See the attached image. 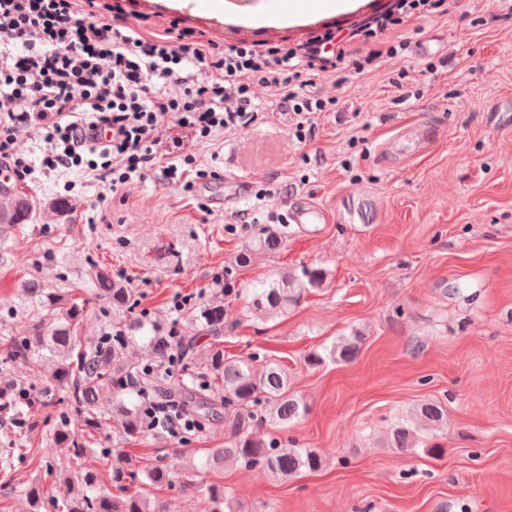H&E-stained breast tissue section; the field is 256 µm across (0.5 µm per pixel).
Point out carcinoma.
Masks as SVG:
<instances>
[{
    "mask_svg": "<svg viewBox=\"0 0 512 512\" xmlns=\"http://www.w3.org/2000/svg\"><path fill=\"white\" fill-rule=\"evenodd\" d=\"M34 216V203L18 196H0V234H8ZM281 243V233L268 228L254 245L237 254L235 265L246 267L255 250L275 252ZM327 280V272L321 268H307L300 277L284 273L250 289L248 306L267 317H277L301 304L310 290L324 287ZM92 291L94 299L112 311V330L96 341L84 343L78 336L77 318L89 299H77L70 288H45L30 281L23 285L22 293L31 300L32 309L51 315V327L45 331L43 324H35L26 329V335L11 336L3 343L6 365L17 360L32 366L44 361L53 363L50 386L71 392L80 416V422L74 423L66 414L56 415L49 432L53 444L72 446V460L57 461L46 456L41 465L43 479L19 482L20 494L28 499L32 512H169L164 502L150 496V487L171 482V472L162 460L137 470L133 461L114 458L108 448L99 451L97 462L111 470L116 493H93L98 476L90 468L79 474L83 491L72 497L58 499L48 494L44 486L46 482L55 485L71 481L72 469L86 451L83 433L88 428L103 427L107 403L123 389L128 378L136 379L138 386L129 403L119 405L116 416L129 437L144 431L146 410L154 395L162 393L167 400L156 416L163 422L168 416L187 414L191 433L206 428L216 405L227 412L229 441L207 456L201 464L203 468L211 469L233 459L248 469H259L286 481L304 470L316 472L325 465L324 456L313 448H297L287 438L266 439L260 434L265 427L288 430L307 410L305 403L291 392V376L282 364L260 352L246 358L226 357L218 347L199 349L195 336L172 339L154 329L147 336L148 357L133 360L127 356V348L134 333L145 330V324L132 316L135 298L131 289L100 270L94 274ZM225 315L224 300L216 297L189 313V328L196 332L203 327L217 336L224 330ZM363 340V334L354 330L339 337L325 349V354L312 352L307 361L316 366L327 357L336 363H351L357 358ZM176 343L180 344L186 373L175 383L163 362ZM414 420L427 428L439 429L447 424L448 413L438 402H425L417 406ZM413 441L411 425L402 423L392 429V447L406 451ZM25 459L23 448L4 449L0 454V474L6 482L15 480ZM140 474L144 476L140 488L130 490ZM225 504L224 485L211 483L203 489V512H224Z\"/></svg>",
    "mask_w": 512,
    "mask_h": 512,
    "instance_id": "carcinoma-1",
    "label": "carcinoma"
}]
</instances>
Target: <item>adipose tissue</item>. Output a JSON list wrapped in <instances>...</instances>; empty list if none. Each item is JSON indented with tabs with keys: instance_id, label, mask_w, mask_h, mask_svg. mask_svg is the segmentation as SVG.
<instances>
[{
	"instance_id": "ef3b65f1",
	"label": "adipose tissue",
	"mask_w": 512,
	"mask_h": 512,
	"mask_svg": "<svg viewBox=\"0 0 512 512\" xmlns=\"http://www.w3.org/2000/svg\"><path fill=\"white\" fill-rule=\"evenodd\" d=\"M171 8L205 11L216 17H229L235 22L253 27L287 28L303 25L311 18L333 16L354 10L358 0H315L310 7H289L285 11H274L270 7L241 13L236 11L231 0H169Z\"/></svg>"
}]
</instances>
